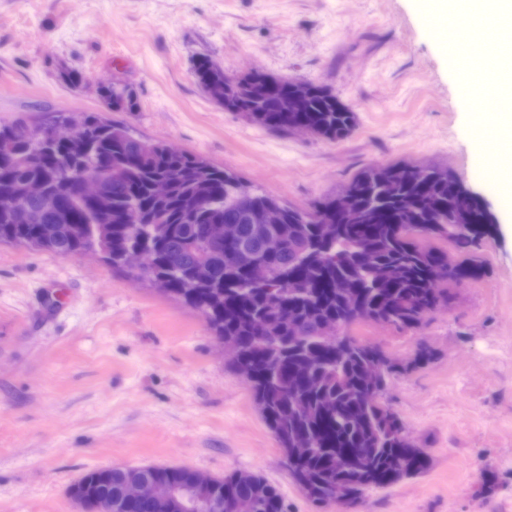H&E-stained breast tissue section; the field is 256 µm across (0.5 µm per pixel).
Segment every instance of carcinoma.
I'll list each match as a JSON object with an SVG mask.
<instances>
[{"label":"carcinoma","instance_id":"obj_1","mask_svg":"<svg viewBox=\"0 0 512 512\" xmlns=\"http://www.w3.org/2000/svg\"><path fill=\"white\" fill-rule=\"evenodd\" d=\"M195 77L224 108L268 129L287 131L292 116L316 126L326 139L339 141L355 125V113L313 83L304 111L290 115L285 107L291 81L273 88L268 75L258 73L226 85L224 69L207 59L198 62ZM84 118L86 143L71 148L50 137L69 120L65 115L36 125L41 133L36 141L19 138L24 120L0 124V195L41 180L60 201L59 207L43 210L38 200L29 199L27 207L38 213L31 224L16 223L13 209L0 203V240L76 257L92 244L93 206L75 196V182L89 167L109 164L111 211L99 221L97 239L114 253L128 246L153 249L157 262L149 279L191 302L216 335L240 340L243 363L257 375L256 403L278 441L297 433L314 440V450L301 466L315 505H327L329 491L338 483L347 486L350 504L356 506L367 489L424 472L426 455L415 445H404L391 428L397 415L382 402L387 384L370 387L364 379L374 361L382 365L386 381L405 366L374 343L349 337L343 350L319 335L323 325L344 328L357 320L385 319L400 330L415 329L448 300V289L440 284L479 276L478 268L463 262L448 266L447 252L416 239L442 238L465 249L486 233L488 214L461 200L454 176L440 169L424 176L404 174L396 183L383 184L372 181L366 170L352 182V205L362 209V219L319 224L318 217L335 210L334 198L311 211L287 206L263 191L240 200L227 170L165 142L146 140L99 112H86ZM159 179L171 182L164 198L153 194ZM270 204L281 208L287 237L282 251L265 257L260 270L233 268L224 246L204 240V226L222 219L239 226L235 250L259 251L250 230L254 217ZM130 208L142 213V223H123ZM200 263L209 267L212 282L194 287L187 275ZM298 334L308 347L320 350L323 362L304 363L302 351L293 346ZM267 371L277 373L276 384L265 381ZM297 394L307 404L302 414L290 407ZM125 474L124 469H112V502L118 512H158L149 503L124 509ZM216 494L219 500L251 504V512H288L277 488L260 477L242 483L237 474H228Z\"/></svg>","mask_w":512,"mask_h":512}]
</instances>
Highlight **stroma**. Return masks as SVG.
Here are the masks:
<instances>
[{"instance_id": "1", "label": "stroma", "mask_w": 512, "mask_h": 512, "mask_svg": "<svg viewBox=\"0 0 512 512\" xmlns=\"http://www.w3.org/2000/svg\"><path fill=\"white\" fill-rule=\"evenodd\" d=\"M448 15V0H0V123L106 112L305 209L364 170L434 165L487 209L477 246L436 242L478 279L416 329L346 330L403 364L384 400L429 457L356 512H512V118L492 183L476 180V119L496 104L459 96ZM203 58L326 87L356 125L338 142L273 133L210 98ZM113 82L134 111H109L97 87ZM147 465L251 472L288 512H320L197 309L101 256L0 243V512H78L68 489L88 470Z\"/></svg>"}]
</instances>
